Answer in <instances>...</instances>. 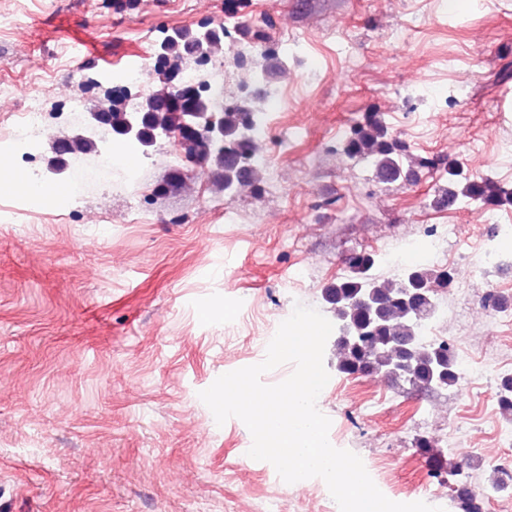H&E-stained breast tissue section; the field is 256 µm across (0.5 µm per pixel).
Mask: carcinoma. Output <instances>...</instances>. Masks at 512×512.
Returning <instances> with one entry per match:
<instances>
[{
  "mask_svg": "<svg viewBox=\"0 0 512 512\" xmlns=\"http://www.w3.org/2000/svg\"><path fill=\"white\" fill-rule=\"evenodd\" d=\"M213 33L201 46H195L198 33L174 31L156 46L161 63L182 62L206 52L224 53L227 29L212 27ZM281 70L275 55L264 51L254 61L253 73L265 78ZM253 99L250 112L242 115L237 107L219 109L196 90L177 91L164 76L146 95L140 97L133 112L116 110L103 103L95 111V127L87 136L64 140L61 158L54 171L61 172L70 159L98 153L96 139L104 134L134 140L143 148L180 134L196 145L197 165L208 173L224 198L262 191L261 180L247 166L256 135L264 117V96L248 90ZM341 150L350 159L365 161L373 180L381 185L408 177L403 158L406 145L392 133L383 113L371 112L350 126V135ZM467 201L481 206L512 202V189L482 178L458 179L455 164L448 163V186L434 191L430 205L450 209ZM379 262L374 251L361 250L347 259V273L322 290V300L336 324V372L345 375H380L424 391L447 390L457 386L463 375L462 363L445 340L428 341L424 325L437 311L438 287L447 286L451 275L446 270L425 266L404 269L394 280H382L372 273ZM498 404L512 414V376L499 384ZM416 451L429 459L432 477H448L452 499L463 512H479L474 506L475 488L459 467L434 454V442L419 437Z\"/></svg>",
  "mask_w": 512,
  "mask_h": 512,
  "instance_id": "1",
  "label": "carcinoma"
}]
</instances>
